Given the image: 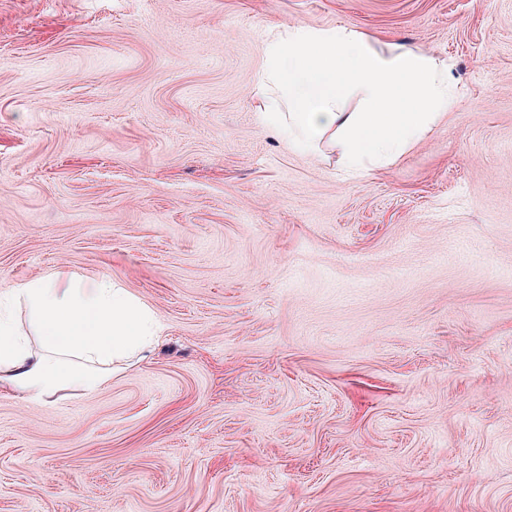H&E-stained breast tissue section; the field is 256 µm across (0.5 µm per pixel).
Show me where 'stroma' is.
I'll use <instances>...</instances> for the list:
<instances>
[{"mask_svg":"<svg viewBox=\"0 0 512 512\" xmlns=\"http://www.w3.org/2000/svg\"><path fill=\"white\" fill-rule=\"evenodd\" d=\"M448 60L360 179L259 122L279 23ZM109 275L148 358L0 392V512H512V0H0V291Z\"/></svg>","mask_w":512,"mask_h":512,"instance_id":"35a3bbf8","label":"stroma"}]
</instances>
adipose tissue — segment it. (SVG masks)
Masks as SVG:
<instances>
[{"mask_svg": "<svg viewBox=\"0 0 512 512\" xmlns=\"http://www.w3.org/2000/svg\"><path fill=\"white\" fill-rule=\"evenodd\" d=\"M452 66L404 46L378 49L346 27L283 23L264 45L256 92L261 120L289 148L328 143L348 177L395 162L455 102ZM355 110H348L349 100ZM24 309L20 326L14 309ZM156 337L153 311L111 277L57 272L0 292V390L47 402L91 395L117 365L143 359Z\"/></svg>", "mask_w": 512, "mask_h": 512, "instance_id": "adipose-tissue-1", "label": "adipose tissue"}]
</instances>
